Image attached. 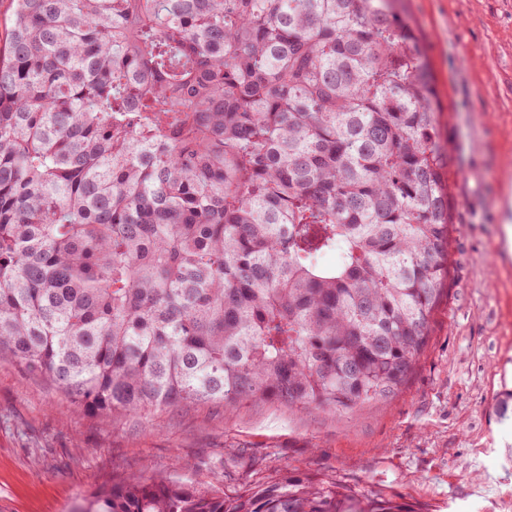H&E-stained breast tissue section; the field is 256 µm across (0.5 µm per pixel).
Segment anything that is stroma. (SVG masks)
Instances as JSON below:
<instances>
[{"label":"stroma","instance_id":"35a3bbf8","mask_svg":"<svg viewBox=\"0 0 512 512\" xmlns=\"http://www.w3.org/2000/svg\"><path fill=\"white\" fill-rule=\"evenodd\" d=\"M456 157L447 295L401 392L305 413L251 401L142 416L74 409L36 371L0 358V512H81L133 474L236 496L291 469L380 491L415 512H512V0H403Z\"/></svg>","mask_w":512,"mask_h":512}]
</instances>
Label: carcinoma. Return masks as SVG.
Listing matches in <instances>:
<instances>
[{"label": "carcinoma", "mask_w": 512, "mask_h": 512, "mask_svg": "<svg viewBox=\"0 0 512 512\" xmlns=\"http://www.w3.org/2000/svg\"><path fill=\"white\" fill-rule=\"evenodd\" d=\"M435 101L389 0H16L0 353L93 415L393 399L450 276ZM82 512L411 510L285 471L129 476Z\"/></svg>", "instance_id": "obj_1"}]
</instances>
